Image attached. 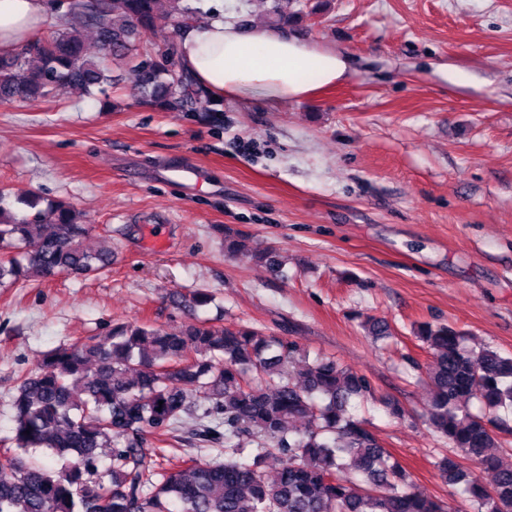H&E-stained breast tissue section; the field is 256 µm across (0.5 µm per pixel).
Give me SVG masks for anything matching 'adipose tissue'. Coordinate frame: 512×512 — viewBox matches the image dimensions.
Returning <instances> with one entry per match:
<instances>
[{
  "mask_svg": "<svg viewBox=\"0 0 512 512\" xmlns=\"http://www.w3.org/2000/svg\"><path fill=\"white\" fill-rule=\"evenodd\" d=\"M44 21L43 0H0V48L25 44ZM178 49L199 85L242 103L260 100L276 108L301 102L349 76L346 55L316 49L283 30L244 28L221 17L185 28Z\"/></svg>",
  "mask_w": 512,
  "mask_h": 512,
  "instance_id": "1",
  "label": "adipose tissue"
}]
</instances>
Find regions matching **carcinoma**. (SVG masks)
I'll return each mask as SVG.
<instances>
[{
	"instance_id": "carcinoma-1",
	"label": "carcinoma",
	"mask_w": 512,
	"mask_h": 512,
	"mask_svg": "<svg viewBox=\"0 0 512 512\" xmlns=\"http://www.w3.org/2000/svg\"><path fill=\"white\" fill-rule=\"evenodd\" d=\"M182 0H69L60 28L0 53V99L45 100L78 88L93 94L111 83L108 61L124 62L144 100L184 112L195 93L164 40L166 63L139 52L157 31L160 6L173 26L188 18ZM95 29L101 56L88 54L84 30ZM15 214L0 190V287L20 278L84 277L112 266V251H89V231L74 206L34 196ZM431 354L427 417L433 430L481 467L488 488L455 457L440 478L474 512H512V463L489 449L512 433V355L465 346L445 324H423ZM302 367L288 377L285 367ZM373 395L369 380L334 359L308 361L294 341L249 326L207 321L166 330L147 323L112 327L62 346L24 375L12 398L13 447L0 451V512H448V504L414 490L406 471L362 420L352 402ZM480 411L472 412V402ZM200 423L186 438L183 415ZM257 453L245 462L246 448ZM110 480L102 479V449ZM216 450L224 459L201 463ZM42 452L43 461L31 451ZM178 452L182 465L166 467ZM280 460L277 476L261 471Z\"/></svg>"
}]
</instances>
